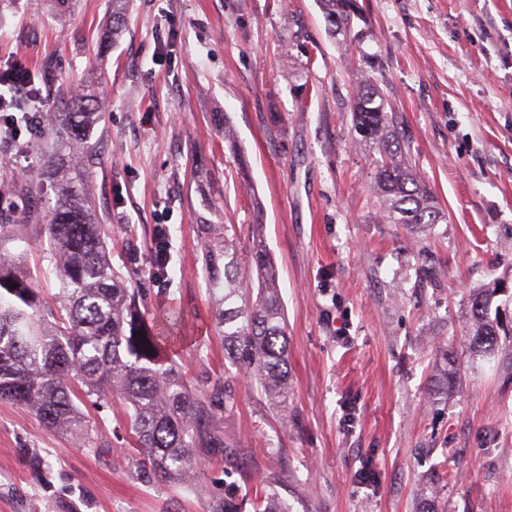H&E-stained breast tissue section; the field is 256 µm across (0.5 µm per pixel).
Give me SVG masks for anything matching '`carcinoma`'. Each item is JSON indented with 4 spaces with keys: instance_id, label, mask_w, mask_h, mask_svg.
Segmentation results:
<instances>
[{
    "instance_id": "cac0c4a2",
    "label": "carcinoma",
    "mask_w": 512,
    "mask_h": 512,
    "mask_svg": "<svg viewBox=\"0 0 512 512\" xmlns=\"http://www.w3.org/2000/svg\"><path fill=\"white\" fill-rule=\"evenodd\" d=\"M327 22L348 28L351 0H322ZM94 91L61 94L43 130L53 150L37 167L51 181L56 206L45 224H0V400L30 409L48 429L70 435L82 448L98 447L79 409L87 399L120 396L136 451L148 457L153 477L186 484L197 471L195 448L226 459L236 448L224 442L214 414L236 403L235 383L244 373L275 407L288 405V335L277 265L260 225L252 231L248 258L239 252L231 224H203L202 271L215 303V325L224 341V372L190 374L175 360L183 316L174 308L148 322L139 289L112 266L107 244L86 199L90 167L74 151L90 127ZM352 110L362 140L376 146L374 188L388 223L432 230L441 221L437 201L409 160V151L385 111L376 84L354 94ZM224 142L245 164L229 120ZM48 243L58 284L53 302L36 288L27 263L31 244ZM494 288L471 299L469 337L473 357L487 360L508 328L491 318ZM151 352H146V349Z\"/></svg>"
}]
</instances>
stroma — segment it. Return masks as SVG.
<instances>
[{
    "instance_id": "obj_1",
    "label": "stroma",
    "mask_w": 512,
    "mask_h": 512,
    "mask_svg": "<svg viewBox=\"0 0 512 512\" xmlns=\"http://www.w3.org/2000/svg\"><path fill=\"white\" fill-rule=\"evenodd\" d=\"M332 35L320 0H38L0 14V68L22 62L69 92L100 89L105 118L78 150L112 264L153 316L174 307L194 370L224 369L201 271L203 223L255 220L280 273L290 398L272 409L247 375L219 428L236 464L199 449L192 488L155 480L134 455L120 400L81 407L87 451L0 401V512H242L262 491L292 512H512V343L472 361L470 298L494 288L512 320V0H358ZM380 88L446 223H388L373 193L377 152L351 112ZM226 113L239 172L215 125ZM0 145V194L45 223L49 184L23 197ZM264 213L256 215L254 200ZM170 276H151L158 230ZM460 367L434 374L441 350Z\"/></svg>"
}]
</instances>
